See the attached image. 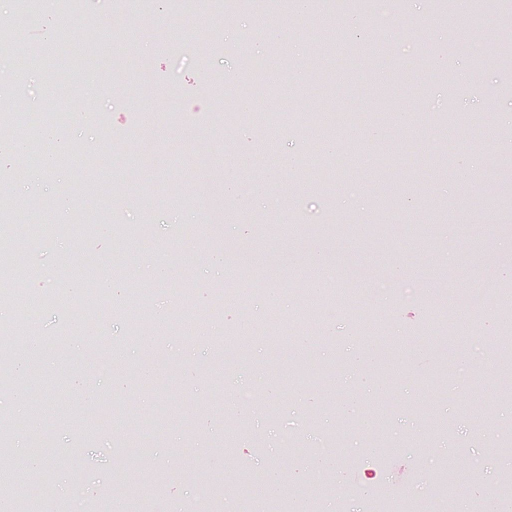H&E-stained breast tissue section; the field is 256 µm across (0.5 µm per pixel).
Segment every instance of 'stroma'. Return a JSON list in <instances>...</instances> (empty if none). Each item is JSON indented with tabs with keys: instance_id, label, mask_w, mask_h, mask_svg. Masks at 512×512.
Returning a JSON list of instances; mask_svg holds the SVG:
<instances>
[{
	"instance_id": "1",
	"label": "stroma",
	"mask_w": 512,
	"mask_h": 512,
	"mask_svg": "<svg viewBox=\"0 0 512 512\" xmlns=\"http://www.w3.org/2000/svg\"><path fill=\"white\" fill-rule=\"evenodd\" d=\"M343 3L297 14L283 0L259 11L166 0L145 22L82 0L21 25L15 0H0V27L49 63L87 53L67 76L60 129L91 167L86 190L72 192L66 168L14 185L22 199L69 197L50 223L82 212L101 221L83 249L49 236L27 252V288L43 297L30 327L63 353L25 359V409L0 392V438L14 454L47 437L36 465L53 510L85 512L104 496L111 512L200 502L291 512L302 486L307 512H336L340 500L371 512L361 489L384 492L398 512H439L449 497L489 512L473 473L512 469L496 441L498 426L512 427V396L504 356L489 348L512 333V124L499 118L512 110V0H481L462 19L454 0L396 10L365 0L363 14L388 21L356 35L336 27ZM439 16L464 24L467 44L438 32ZM241 41L267 59L263 78L241 62ZM184 42L194 57H182ZM253 85L281 111L320 115L321 135L286 122L272 132L277 153H264L260 133L225 119L244 111L238 89ZM354 141L363 148L352 156ZM228 176L236 200L223 212L212 201ZM145 221L150 237L117 251L113 225ZM91 254L112 258L98 278L149 291L139 326L121 313L120 287L94 319L53 301ZM224 256L238 268H218ZM154 261L166 276L145 274ZM340 285L366 317L361 331L332 298ZM232 336L246 347H228ZM440 336L456 339L451 361ZM351 337L373 361L351 364ZM53 401L63 410L46 415ZM329 436L340 456L299 467ZM449 443L453 467L440 453ZM137 466L148 479L132 490L125 477Z\"/></svg>"
}]
</instances>
